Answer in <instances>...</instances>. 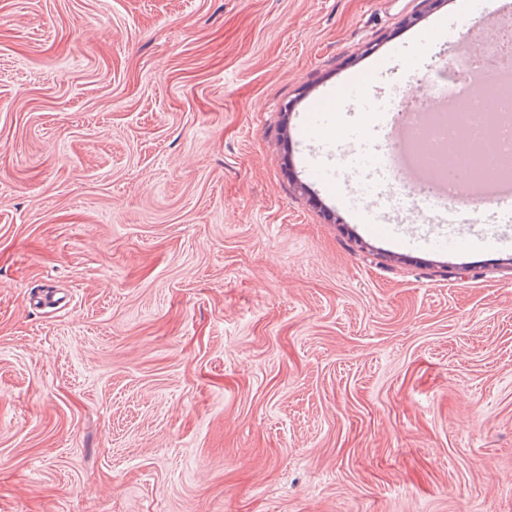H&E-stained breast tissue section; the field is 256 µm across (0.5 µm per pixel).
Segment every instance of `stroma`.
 <instances>
[{"label": "stroma", "mask_w": 512, "mask_h": 512, "mask_svg": "<svg viewBox=\"0 0 512 512\" xmlns=\"http://www.w3.org/2000/svg\"><path fill=\"white\" fill-rule=\"evenodd\" d=\"M475 24L0 0V512H512V245L467 244L512 209L406 251L348 213L374 96ZM376 58L315 143L338 202L292 131Z\"/></svg>", "instance_id": "obj_1"}]
</instances>
